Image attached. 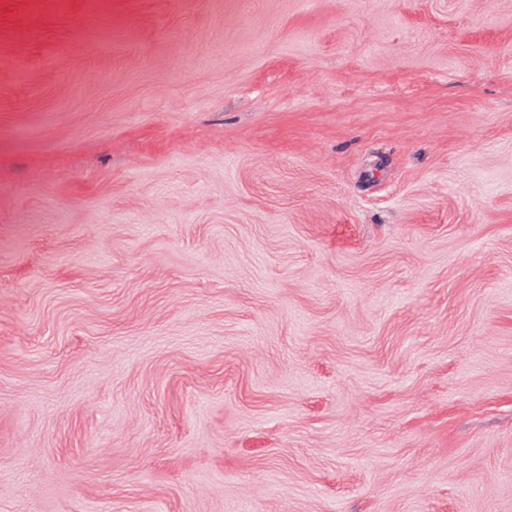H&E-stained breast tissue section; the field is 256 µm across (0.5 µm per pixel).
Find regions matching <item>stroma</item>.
Segmentation results:
<instances>
[{
    "mask_svg": "<svg viewBox=\"0 0 512 512\" xmlns=\"http://www.w3.org/2000/svg\"><path fill=\"white\" fill-rule=\"evenodd\" d=\"M0 512H512V0H0Z\"/></svg>",
    "mask_w": 512,
    "mask_h": 512,
    "instance_id": "obj_1",
    "label": "stroma"
}]
</instances>
